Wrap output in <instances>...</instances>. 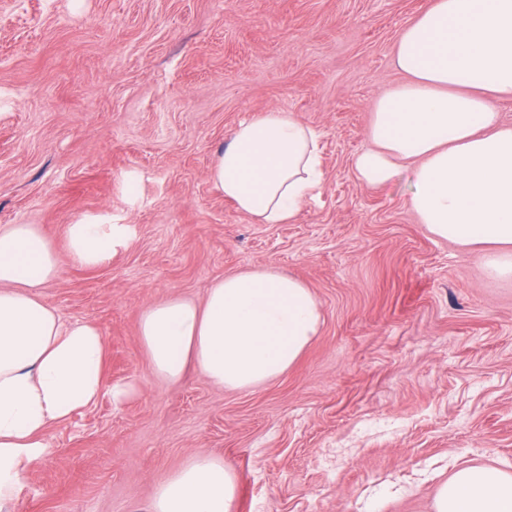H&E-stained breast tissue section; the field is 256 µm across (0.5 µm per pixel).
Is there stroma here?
Masks as SVG:
<instances>
[{
	"instance_id": "stroma-1",
	"label": "stroma",
	"mask_w": 512,
	"mask_h": 512,
	"mask_svg": "<svg viewBox=\"0 0 512 512\" xmlns=\"http://www.w3.org/2000/svg\"><path fill=\"white\" fill-rule=\"evenodd\" d=\"M428 3L0 0V225L59 244L86 214L128 227L109 264L63 258L39 290L99 326L108 389L48 430L12 512H147L199 453L240 474L238 512H432L454 468L512 470V280L418 224L407 177L369 188L353 169ZM275 109L320 134L325 186L292 224L256 222L209 179L236 125ZM256 267L321 306L298 362L242 390L154 377L143 309Z\"/></svg>"
}]
</instances>
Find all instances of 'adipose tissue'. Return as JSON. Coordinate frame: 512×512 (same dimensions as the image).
<instances>
[{"instance_id":"1","label":"adipose tissue","mask_w":512,"mask_h":512,"mask_svg":"<svg viewBox=\"0 0 512 512\" xmlns=\"http://www.w3.org/2000/svg\"><path fill=\"white\" fill-rule=\"evenodd\" d=\"M408 76L377 100L358 180L377 187L409 171L411 207L431 234L486 247L493 278H512V0H430L398 36ZM215 188L263 224L294 222L325 172L315 129L276 110L243 120L210 170ZM127 233L111 216L67 225L65 246L36 224L0 226V512L30 467L49 455L46 431L90 407L105 387V340L89 322L64 324L36 296L62 257L108 264ZM322 310L300 280L272 267L214 282L203 301L171 295L143 310L138 337L154 376L187 372L224 389L263 385L293 366ZM241 477L199 454L160 482L149 512H236ZM434 512H512V472L464 467L437 489Z\"/></svg>"}]
</instances>
